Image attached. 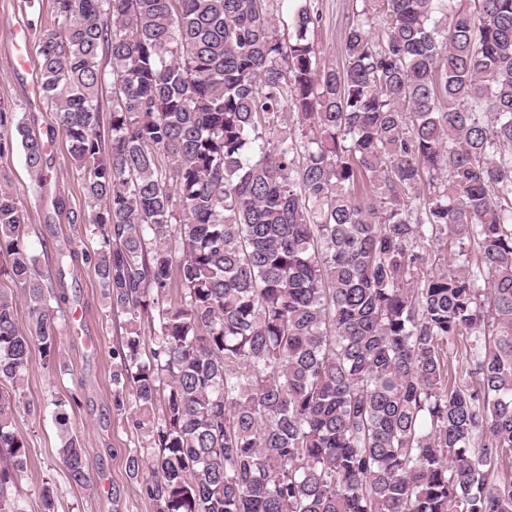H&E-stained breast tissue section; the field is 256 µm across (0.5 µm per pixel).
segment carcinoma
<instances>
[{
	"label": "carcinoma",
	"instance_id": "cac0c4a2",
	"mask_svg": "<svg viewBox=\"0 0 512 512\" xmlns=\"http://www.w3.org/2000/svg\"><path fill=\"white\" fill-rule=\"evenodd\" d=\"M273 2L55 0L37 34L128 317L115 401L151 449L128 468L155 512H512V0H363L339 65L315 0L281 29ZM17 147L40 178L44 144L0 106V156ZM25 221L0 187V275L28 308L0 288V512H22L32 347L59 354ZM59 457L91 485L78 438Z\"/></svg>",
	"mask_w": 512,
	"mask_h": 512
}]
</instances>
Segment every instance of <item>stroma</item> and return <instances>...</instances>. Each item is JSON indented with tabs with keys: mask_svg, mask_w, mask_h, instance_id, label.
<instances>
[{
	"mask_svg": "<svg viewBox=\"0 0 512 512\" xmlns=\"http://www.w3.org/2000/svg\"><path fill=\"white\" fill-rule=\"evenodd\" d=\"M322 22L315 40L327 59L339 61L346 23L360 0H317ZM55 0H0V105L45 145L41 181H33L22 150L0 156V186L12 190L28 213L20 234L38 272L54 295L63 299L58 321L61 362L47 368L40 352H32L22 395L36 415L20 414L18 432L27 442L28 469L16 487L25 512H42L39 488L55 491L56 512H153L145 492L148 472L131 475L127 459L145 439L135 425L132 406L113 403V348L124 334L126 317L112 310L98 285L94 258L101 238L90 222L85 202V174L71 159L65 130L45 99L33 95L38 69L12 64L4 36L14 24L28 28L58 25ZM70 245L75 258L61 257ZM64 408H57V401ZM80 439L93 468L89 488L71 485L58 451L66 437Z\"/></svg>",
	"mask_w": 512,
	"mask_h": 512,
	"instance_id": "35a3bbf8",
	"label": "stroma"
}]
</instances>
